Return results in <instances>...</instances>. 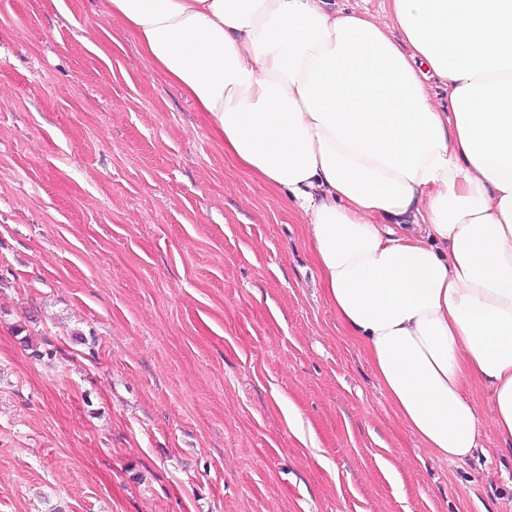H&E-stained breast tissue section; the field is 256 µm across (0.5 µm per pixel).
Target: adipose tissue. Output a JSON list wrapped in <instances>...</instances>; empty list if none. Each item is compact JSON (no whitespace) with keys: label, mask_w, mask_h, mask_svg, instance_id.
I'll return each mask as SVG.
<instances>
[{"label":"adipose tissue","mask_w":512,"mask_h":512,"mask_svg":"<svg viewBox=\"0 0 512 512\" xmlns=\"http://www.w3.org/2000/svg\"><path fill=\"white\" fill-rule=\"evenodd\" d=\"M224 149L283 190L404 426L512 445V0H104ZM448 102L431 99L433 84ZM329 9L338 10H367L372 14H383L389 9L388 0H327Z\"/></svg>","instance_id":"ef3b65f1"}]
</instances>
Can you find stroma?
Returning a JSON list of instances; mask_svg holds the SVG:
<instances>
[{"label":"stroma","instance_id":"stroma-1","mask_svg":"<svg viewBox=\"0 0 512 512\" xmlns=\"http://www.w3.org/2000/svg\"><path fill=\"white\" fill-rule=\"evenodd\" d=\"M472 399L434 457L285 192L101 0H0V512H512Z\"/></svg>","mask_w":512,"mask_h":512}]
</instances>
